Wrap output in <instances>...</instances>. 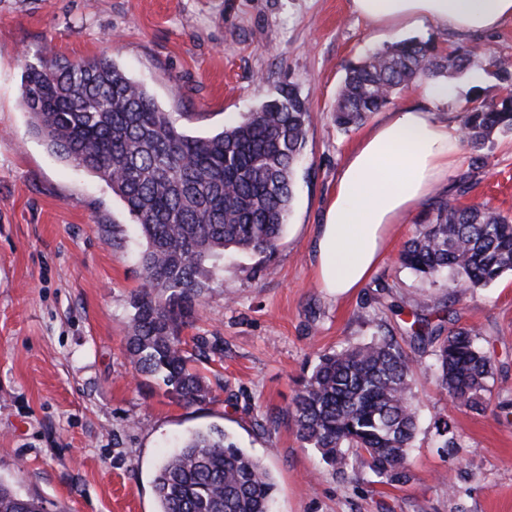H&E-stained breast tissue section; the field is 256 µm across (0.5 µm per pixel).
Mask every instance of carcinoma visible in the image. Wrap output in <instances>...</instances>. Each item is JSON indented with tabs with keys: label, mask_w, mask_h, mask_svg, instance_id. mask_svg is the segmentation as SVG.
<instances>
[{
	"label": "carcinoma",
	"mask_w": 512,
	"mask_h": 512,
	"mask_svg": "<svg viewBox=\"0 0 512 512\" xmlns=\"http://www.w3.org/2000/svg\"><path fill=\"white\" fill-rule=\"evenodd\" d=\"M479 55L475 47L444 52L415 40L378 50L346 68L336 125L358 126L401 89L463 72ZM22 105L56 156L111 186L145 241L146 287L132 296L126 336L130 364L186 405L210 399L182 332L225 253L276 250L294 200L295 165L306 148V101L282 88L238 123L192 137L113 61L49 52L26 65ZM497 130L512 131L511 92L461 115L460 135L475 151ZM399 260L430 285L450 274L461 293L487 287L512 273V217L488 206L441 202ZM412 317L406 338L418 350L433 348L437 380L454 406L482 408L495 364L477 344L478 332L457 325L451 309L447 329L424 314ZM418 375V361L392 336L322 355L293 399L298 440L340 476L361 463L390 484L410 482ZM435 429L443 447L455 445L447 419L438 418ZM274 489L270 470L216 426L187 436L153 478L157 512H269ZM0 512L43 508L0 480Z\"/></svg>",
	"instance_id": "cac0c4a2"
}]
</instances>
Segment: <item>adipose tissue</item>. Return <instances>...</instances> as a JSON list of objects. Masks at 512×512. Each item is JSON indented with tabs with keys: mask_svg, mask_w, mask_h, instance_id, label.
Returning a JSON list of instances; mask_svg holds the SVG:
<instances>
[{
	"mask_svg": "<svg viewBox=\"0 0 512 512\" xmlns=\"http://www.w3.org/2000/svg\"><path fill=\"white\" fill-rule=\"evenodd\" d=\"M372 26L424 21L462 33L512 19V0H351ZM458 141L429 110L405 107L372 127L341 168L336 192L318 225L314 272L337 297L354 294L385 257L394 225L431 196L456 161Z\"/></svg>",
	"mask_w": 512,
	"mask_h": 512,
	"instance_id": "adipose-tissue-1",
	"label": "adipose tissue"
}]
</instances>
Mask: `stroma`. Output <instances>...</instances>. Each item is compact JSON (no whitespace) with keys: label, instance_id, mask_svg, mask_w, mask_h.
Masks as SVG:
<instances>
[{"label":"stroma","instance_id":"1","mask_svg":"<svg viewBox=\"0 0 512 512\" xmlns=\"http://www.w3.org/2000/svg\"><path fill=\"white\" fill-rule=\"evenodd\" d=\"M443 51L472 45L512 60V20L460 34L432 23L382 30L351 0H0V478L36 494L46 512H156L152 480L188 433L223 427L276 481L274 512H512V275L454 297L401 266L398 255L436 201L486 205L512 216V133L481 152L461 145L433 197L398 225L375 274L350 297L320 288L312 238L340 169L370 123L398 109L431 110L459 130V116L506 91L484 56L448 75V99L424 86L399 91L369 123L337 127L336 95L349 64L405 40ZM104 56L142 83L189 135L205 136L292 87L310 108L307 145L295 169L288 226L271 258L225 256L186 336L221 359L195 355L215 389L187 406L125 355L130 299L144 286V248L120 199L96 175L53 154L21 106L25 63L46 51ZM479 333L495 360L484 410L454 408L419 356V424L412 482H382L357 468L343 480L302 447L290 410L320 356L398 333L413 312L443 306ZM447 417L455 447L434 422Z\"/></svg>","mask_w":512,"mask_h":512}]
</instances>
